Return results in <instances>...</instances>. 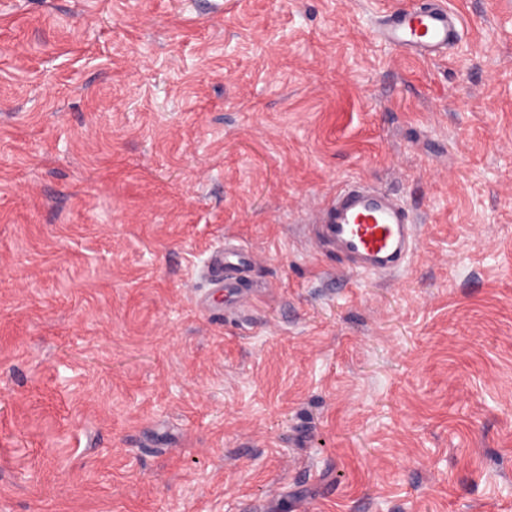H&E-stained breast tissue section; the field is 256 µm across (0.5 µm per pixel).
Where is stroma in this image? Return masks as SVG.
<instances>
[{
  "mask_svg": "<svg viewBox=\"0 0 512 512\" xmlns=\"http://www.w3.org/2000/svg\"><path fill=\"white\" fill-rule=\"evenodd\" d=\"M405 2L0 0V512H512V0ZM350 181L400 272L315 237ZM459 16L443 0H425L380 14L377 39L419 58L436 55L460 38ZM316 222L320 238L356 270L401 271L417 236L413 215L401 200L357 181L337 190ZM248 261L242 250L220 248L210 253L206 269L214 286L238 288L240 276L245 272Z\"/></svg>",
  "mask_w": 512,
  "mask_h": 512,
  "instance_id": "obj_1",
  "label": "stroma"
}]
</instances>
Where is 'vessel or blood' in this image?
I'll use <instances>...</instances> for the list:
<instances>
[{
    "instance_id": "vessel-or-blood-1",
    "label": "vessel or blood",
    "mask_w": 512,
    "mask_h": 512,
    "mask_svg": "<svg viewBox=\"0 0 512 512\" xmlns=\"http://www.w3.org/2000/svg\"><path fill=\"white\" fill-rule=\"evenodd\" d=\"M460 25L446 0H420L381 13L376 36L386 45L426 58L455 45ZM316 222L320 238L358 270L401 271L417 236L413 215L401 200L357 181L337 190ZM247 265L239 249L214 250L206 261L213 285L221 288L237 287Z\"/></svg>"
}]
</instances>
